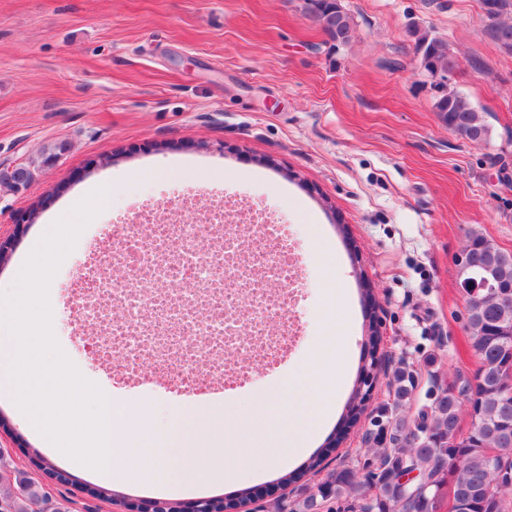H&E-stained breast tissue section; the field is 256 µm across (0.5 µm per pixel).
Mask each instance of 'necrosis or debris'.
I'll return each instance as SVG.
<instances>
[{"mask_svg":"<svg viewBox=\"0 0 512 512\" xmlns=\"http://www.w3.org/2000/svg\"><path fill=\"white\" fill-rule=\"evenodd\" d=\"M300 276L289 229L260 211L228 224L219 205L190 221L138 210L123 233L101 226L68 307L97 363L192 397L245 383L294 347Z\"/></svg>","mask_w":512,"mask_h":512,"instance_id":"necrosis-or-debris-1","label":"necrosis or debris"}]
</instances>
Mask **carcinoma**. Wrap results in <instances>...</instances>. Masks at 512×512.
Here are the masks:
<instances>
[{
  "label": "carcinoma",
  "mask_w": 512,
  "mask_h": 512,
  "mask_svg": "<svg viewBox=\"0 0 512 512\" xmlns=\"http://www.w3.org/2000/svg\"><path fill=\"white\" fill-rule=\"evenodd\" d=\"M309 6L334 44L352 41L354 23L340 0H309ZM490 19L493 39L511 47L512 0H502ZM415 48L431 73L450 72L456 66L442 39L422 33ZM434 109L450 132L466 140L480 142L491 136L484 116L464 94L444 91ZM466 244L480 267L465 270L458 264L456 277L479 284L486 279L489 288L499 292L495 296L481 291L466 298V330L479 360L474 378L448 385L413 425L403 419L376 421L380 447L374 453L382 466L374 477H369L367 459L331 468L324 464L325 453L317 454L306 466L315 480L276 502L269 512H332L339 505L350 512H436L444 485L451 512H512V485L499 477L501 466L512 468V252L474 230ZM464 404L472 407L471 428L461 437L459 412ZM407 471L418 476L404 485L401 478ZM88 494L118 509L127 505L126 497L109 484L91 486ZM0 501L8 512H70L71 504L67 498H53L33 478L14 474L2 458Z\"/></svg>",
  "instance_id": "carcinoma-1"
}]
</instances>
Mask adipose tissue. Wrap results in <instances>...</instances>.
I'll list each match as a JSON object with an SVG mask.
<instances>
[{"label": "adipose tissue", "mask_w": 512, "mask_h": 512, "mask_svg": "<svg viewBox=\"0 0 512 512\" xmlns=\"http://www.w3.org/2000/svg\"><path fill=\"white\" fill-rule=\"evenodd\" d=\"M335 345V337H328L303 374L283 381L276 395L260 394L252 401L253 439L276 445L267 464L293 461L319 433L322 418L342 388L332 370Z\"/></svg>", "instance_id": "obj_1"}]
</instances>
